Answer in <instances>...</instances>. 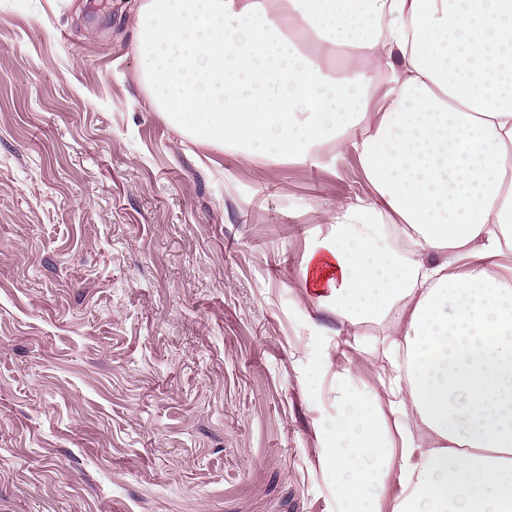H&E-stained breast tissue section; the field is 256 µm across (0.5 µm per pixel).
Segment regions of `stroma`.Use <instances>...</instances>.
I'll return each instance as SVG.
<instances>
[{
	"instance_id": "35a3bbf8",
	"label": "stroma",
	"mask_w": 512,
	"mask_h": 512,
	"mask_svg": "<svg viewBox=\"0 0 512 512\" xmlns=\"http://www.w3.org/2000/svg\"><path fill=\"white\" fill-rule=\"evenodd\" d=\"M140 0H0V512H336L306 207L368 188L158 112Z\"/></svg>"
}]
</instances>
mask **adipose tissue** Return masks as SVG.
Here are the masks:
<instances>
[{"label":"adipose tissue","instance_id":"obj_1","mask_svg":"<svg viewBox=\"0 0 512 512\" xmlns=\"http://www.w3.org/2000/svg\"><path fill=\"white\" fill-rule=\"evenodd\" d=\"M137 50L193 139L363 171L297 268L383 361L336 371L338 512H512V0H142ZM343 350L353 361L352 375L355 383L358 386L372 384L379 372L377 360L371 356H359L357 352L347 346H344Z\"/></svg>","mask_w":512,"mask_h":512}]
</instances>
